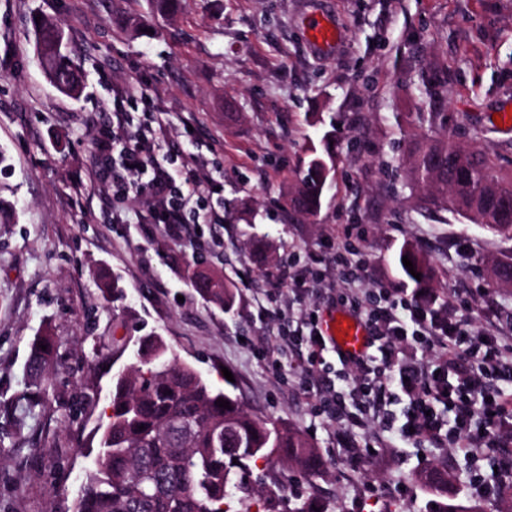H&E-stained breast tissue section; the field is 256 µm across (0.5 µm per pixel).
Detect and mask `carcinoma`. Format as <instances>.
<instances>
[{
    "instance_id": "obj_1",
    "label": "carcinoma",
    "mask_w": 512,
    "mask_h": 512,
    "mask_svg": "<svg viewBox=\"0 0 512 512\" xmlns=\"http://www.w3.org/2000/svg\"><path fill=\"white\" fill-rule=\"evenodd\" d=\"M30 25L36 56L50 81L61 93L79 97L83 81L72 76L75 68L64 51L62 21L43 15L38 22L30 19ZM419 91L435 107L444 99L445 83L423 78ZM415 122L422 133L407 142L395 177L420 193L425 209L461 216L512 240V180L498 177L489 155L468 139L435 135L436 129L448 127V113L418 112ZM334 139V131H323L289 188L287 205L300 216L315 217L323 207L336 171ZM405 255L421 279L404 266ZM395 266L417 287L431 273L406 244L398 250ZM489 272L500 286L512 287V258L493 261ZM190 285L203 301L232 311L235 296L224 277L197 264ZM56 351V337L44 330L26 364L34 390L0 403L15 437L44 410L42 394ZM137 357L129 373L112 377L111 413L96 428L97 453L82 482L76 512H229L237 492L247 512L253 475L249 462L277 458L309 475L324 473L317 450L299 432L245 412L237 397L167 357L158 337L143 339ZM218 399L228 401L230 408L216 405ZM418 480L435 496L431 512H459L448 468L432 466Z\"/></svg>"
}]
</instances>
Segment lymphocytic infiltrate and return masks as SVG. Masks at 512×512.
Listing matches in <instances>:
<instances>
[{"instance_id":"lymphocytic-infiltrate-1","label":"lymphocytic infiltrate","mask_w":512,"mask_h":512,"mask_svg":"<svg viewBox=\"0 0 512 512\" xmlns=\"http://www.w3.org/2000/svg\"><path fill=\"white\" fill-rule=\"evenodd\" d=\"M141 83H127L112 104L108 120L90 119L97 129L95 159L115 152L112 167V221L165 225L180 236L190 224H216L224 206L207 164L195 154L166 145L162 113L143 108ZM139 198L141 210L128 213L123 203ZM486 291L475 288L466 300H447L441 307L381 289L378 298L340 299V306L363 320L381 353L382 369L369 357L349 360L353 377L343 388L327 381L320 402L329 417L347 416L349 426L338 438L352 446L356 428L367 414L396 425L399 436L414 445L430 443L454 448L464 456L486 459L485 469L472 472L470 491L489 488L494 470H512V458L499 449L512 445V347L507 346L495 322L475 329L471 309ZM425 354L419 362L407 349ZM407 399L400 414L392 405ZM356 411L345 414V401Z\"/></svg>"}]
</instances>
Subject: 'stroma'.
<instances>
[{"mask_svg":"<svg viewBox=\"0 0 512 512\" xmlns=\"http://www.w3.org/2000/svg\"><path fill=\"white\" fill-rule=\"evenodd\" d=\"M146 9V0H0V205L13 214L0 223V401L28 387L42 325L59 345L46 408L24 431L30 448L0 447V512H74L112 385L96 356L134 363L151 333L246 412L317 449L327 463L320 476L259 463L285 498L299 494L328 512H425L416 475L444 463L469 503L471 461L448 447L416 448L373 418L356 439L375 453L352 465L337 424L317 408L320 375L301 373L307 351L286 341L309 310L325 309L328 291L271 297L251 252L263 243L279 267L318 254L332 282L337 247L358 234L350 262L366 256L370 265L350 288L366 292L401 288L393 255L406 244L435 270L424 301L486 288L512 337V290L487 272L512 241L457 216L442 224L421 215L416 196L393 193L382 169L400 126L424 109L421 76L438 66L449 130L477 135L512 174V130L491 120L512 106V0H184L173 20L129 39L123 19ZM314 9L344 30L338 50L311 49L299 18ZM35 11L63 22L67 54L84 74L80 98L58 92L38 64ZM135 80L164 113L168 139L223 173V223L178 240L160 224L113 223L110 180L90 177L94 131L85 120L111 112ZM187 121L196 137L183 135ZM325 122L337 127L336 176L320 213L299 217L286 194ZM198 259L233 283L231 313L190 286L185 268ZM112 277L122 293L106 307L100 285Z\"/></svg>","mask_w":512,"mask_h":512,"instance_id":"35a3bbf8","label":"stroma"}]
</instances>
